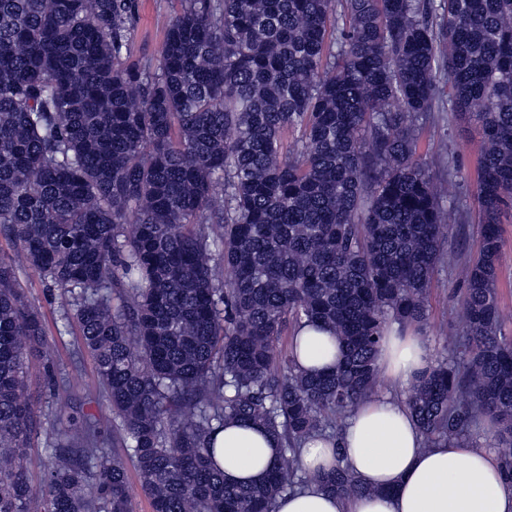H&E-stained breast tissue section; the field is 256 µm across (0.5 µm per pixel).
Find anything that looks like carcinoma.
Returning a JSON list of instances; mask_svg holds the SVG:
<instances>
[{
	"label": "carcinoma",
	"instance_id": "carcinoma-1",
	"mask_svg": "<svg viewBox=\"0 0 512 512\" xmlns=\"http://www.w3.org/2000/svg\"><path fill=\"white\" fill-rule=\"evenodd\" d=\"M135 16L136 0H0V512H130L129 463L152 512H275L309 483L301 448L377 393L387 326L426 321L453 174L448 147L432 168L415 153L418 121L445 111L480 139V244L462 335L405 405L426 448L487 417L512 483V0H182L143 65L124 58ZM27 270L93 358L123 453L93 414L56 436L34 415L26 363L47 352ZM306 324L343 343L335 369L279 348ZM229 423L281 438L262 481L212 467ZM317 483L374 493L340 465ZM502 231V256L498 271V297L502 311L503 330L512 334V217L504 220ZM43 438L37 447L32 448L27 461V473L31 484L37 490L40 489L44 477L47 453L43 445Z\"/></svg>",
	"mask_w": 512,
	"mask_h": 512
}]
</instances>
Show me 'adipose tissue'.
Masks as SVG:
<instances>
[{
	"instance_id": "adipose-tissue-1",
	"label": "adipose tissue",
	"mask_w": 512,
	"mask_h": 512,
	"mask_svg": "<svg viewBox=\"0 0 512 512\" xmlns=\"http://www.w3.org/2000/svg\"><path fill=\"white\" fill-rule=\"evenodd\" d=\"M295 361L304 372L337 366L343 348L329 331L300 327L293 340ZM378 365L392 381H413L428 365L425 343L416 336L388 331ZM406 406L388 396L360 405L337 443L309 441L302 451L312 476L347 467L374 496L349 500L315 484L278 500L276 512H512V484L496 454L452 444L426 448ZM278 440L258 425H226L214 441L213 460L232 484L260 482L277 460Z\"/></svg>"
}]
</instances>
